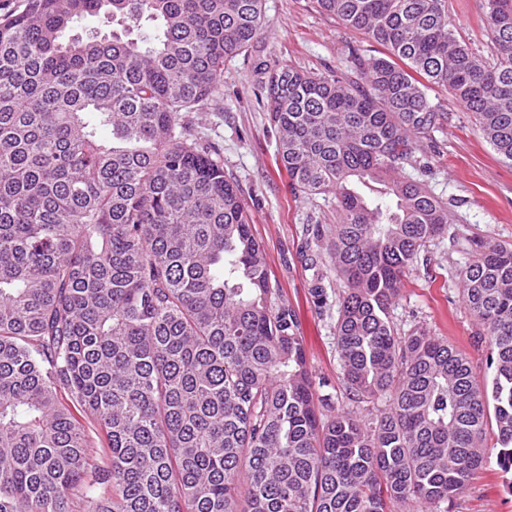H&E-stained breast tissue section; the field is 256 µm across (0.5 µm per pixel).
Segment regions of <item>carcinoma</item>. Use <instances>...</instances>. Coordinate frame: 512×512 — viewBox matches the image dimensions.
Masks as SVG:
<instances>
[{
  "label": "carcinoma",
  "mask_w": 512,
  "mask_h": 512,
  "mask_svg": "<svg viewBox=\"0 0 512 512\" xmlns=\"http://www.w3.org/2000/svg\"><path fill=\"white\" fill-rule=\"evenodd\" d=\"M318 4L381 55L254 74L292 188L336 195L316 239L344 284L340 410L273 299L239 187L188 119L263 29L262 0H24L0 17V512L451 506L486 463L491 419L512 473V244L473 241L459 274L491 383L390 315L447 232L442 201L399 175L447 119L429 85L512 164V0H485L491 64L445 0ZM95 17L116 28L76 33ZM143 21L153 32L133 35Z\"/></svg>",
  "instance_id": "cac0c4a2"
}]
</instances>
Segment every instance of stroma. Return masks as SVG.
<instances>
[{"label":"stroma","instance_id":"1","mask_svg":"<svg viewBox=\"0 0 512 512\" xmlns=\"http://www.w3.org/2000/svg\"><path fill=\"white\" fill-rule=\"evenodd\" d=\"M456 34L483 58L493 46L484 25L483 0H446ZM265 26L248 49L227 59L219 97L191 113L199 141L217 151L226 178L238 184L263 244L270 282L280 303L295 312L307 360L316 382L325 384L337 406L348 403L336 348L335 325L343 284L307 228L336 221V197H303L289 184L276 151L269 114L256 96L257 60L315 73L341 67L346 45L372 55L376 43L324 12L317 0H264ZM429 98L448 114L416 157L411 178L423 184L448 210V231L421 251L407 271L391 309L404 333L423 327L447 339L470 360L479 382L492 377L486 357L489 342L465 308L458 276L470 258L471 242L482 238L512 243V165L503 162L483 138L477 117L454 101L446 88L432 87ZM323 273L328 301L318 306L312 294ZM495 460H488L457 497L451 512H512V492Z\"/></svg>","mask_w":512,"mask_h":512}]
</instances>
